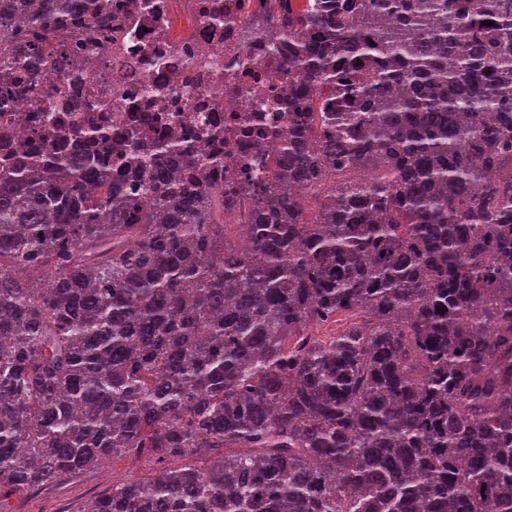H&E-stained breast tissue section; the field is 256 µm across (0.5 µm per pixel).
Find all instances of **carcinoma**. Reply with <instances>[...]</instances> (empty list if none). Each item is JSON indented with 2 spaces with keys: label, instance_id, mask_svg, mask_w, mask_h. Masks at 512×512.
Returning a JSON list of instances; mask_svg holds the SVG:
<instances>
[{
  "label": "carcinoma",
  "instance_id": "1",
  "mask_svg": "<svg viewBox=\"0 0 512 512\" xmlns=\"http://www.w3.org/2000/svg\"><path fill=\"white\" fill-rule=\"evenodd\" d=\"M69 6L0 0L15 71L74 61L45 52ZM272 27L298 81L260 132L306 195L207 186L220 157L93 119L101 151L35 136L0 166V492L133 452L209 462L84 512H512V0ZM244 192L246 248L218 223Z\"/></svg>",
  "mask_w": 512,
  "mask_h": 512
}]
</instances>
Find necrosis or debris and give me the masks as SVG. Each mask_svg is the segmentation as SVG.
<instances>
[{"label": "necrosis or debris", "instance_id": "obj_1", "mask_svg": "<svg viewBox=\"0 0 512 512\" xmlns=\"http://www.w3.org/2000/svg\"><path fill=\"white\" fill-rule=\"evenodd\" d=\"M90 2L77 0L76 9L88 34L67 37L79 46L82 82L43 71L21 110L0 113V159L33 133L58 135L88 116L116 137L139 125L149 139L173 135L203 154L222 150L208 180L274 183L278 143L255 131L254 118L287 128L283 101L297 79L273 63L286 37H247L272 0H109L103 32L90 29ZM72 94L91 103L89 113L61 111Z\"/></svg>", "mask_w": 512, "mask_h": 512}]
</instances>
